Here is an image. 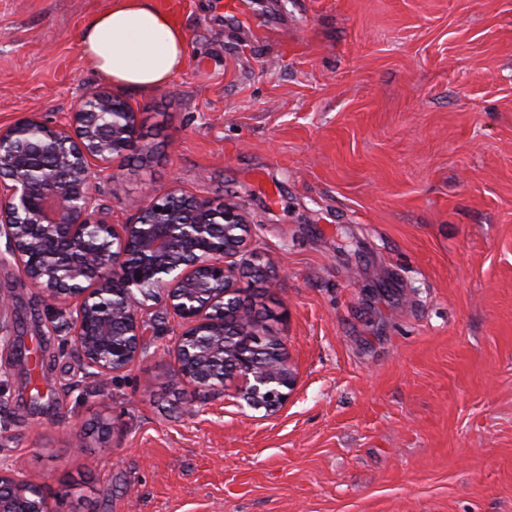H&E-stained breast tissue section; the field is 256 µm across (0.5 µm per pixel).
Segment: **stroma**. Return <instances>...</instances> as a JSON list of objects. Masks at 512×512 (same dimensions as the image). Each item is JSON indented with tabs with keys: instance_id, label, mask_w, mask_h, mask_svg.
I'll return each mask as SVG.
<instances>
[{
	"instance_id": "obj_1",
	"label": "stroma",
	"mask_w": 512,
	"mask_h": 512,
	"mask_svg": "<svg viewBox=\"0 0 512 512\" xmlns=\"http://www.w3.org/2000/svg\"><path fill=\"white\" fill-rule=\"evenodd\" d=\"M156 2L187 63L139 90L82 53L112 0H0V126L125 96L142 138L94 181L105 219L149 187L238 206L277 284L247 268L237 296L294 390L193 395L159 304L101 386L0 239V470L66 512H512V0Z\"/></svg>"
}]
</instances>
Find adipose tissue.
Here are the masks:
<instances>
[{
	"mask_svg": "<svg viewBox=\"0 0 512 512\" xmlns=\"http://www.w3.org/2000/svg\"><path fill=\"white\" fill-rule=\"evenodd\" d=\"M81 44L99 75L135 89L165 85L187 56L182 29L154 0H113L85 24Z\"/></svg>",
	"mask_w": 512,
	"mask_h": 512,
	"instance_id": "obj_1",
	"label": "adipose tissue"
}]
</instances>
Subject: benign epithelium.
Wrapping results in <instances>:
<instances>
[{"mask_svg": "<svg viewBox=\"0 0 512 512\" xmlns=\"http://www.w3.org/2000/svg\"><path fill=\"white\" fill-rule=\"evenodd\" d=\"M139 138L130 102L108 90L83 95L66 125L26 112L0 128V237L54 313H69L68 344L103 386L145 354L147 302L162 303L179 332L170 353L195 390L217 387L224 369V314L240 338L233 351L238 394L253 409L277 412L295 379L288 368L256 369L252 316L237 306L240 270L251 264L240 211L215 207L177 188L146 191L127 224L95 216L92 179L122 160ZM141 279H136V276ZM22 469L0 470V512H61Z\"/></svg>", "mask_w": 512, "mask_h": 512, "instance_id": "7a95c632", "label": "benign epithelium"}]
</instances>
